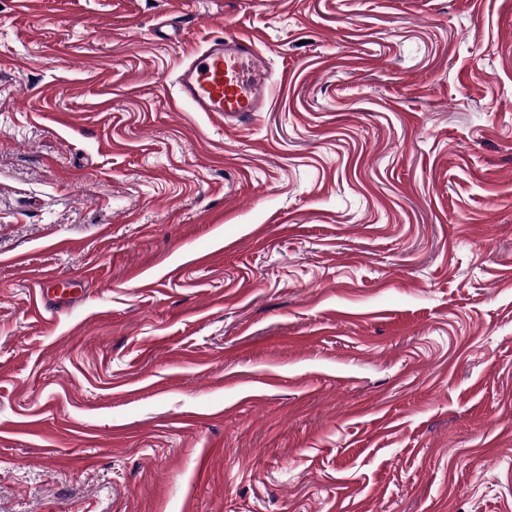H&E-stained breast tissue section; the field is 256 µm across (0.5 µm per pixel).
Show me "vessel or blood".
Instances as JSON below:
<instances>
[{
  "label": "vessel or blood",
  "instance_id": "1",
  "mask_svg": "<svg viewBox=\"0 0 512 512\" xmlns=\"http://www.w3.org/2000/svg\"><path fill=\"white\" fill-rule=\"evenodd\" d=\"M278 80L254 41L224 34L189 56L177 80L178 100L222 120L241 118L265 111Z\"/></svg>",
  "mask_w": 512,
  "mask_h": 512
}]
</instances>
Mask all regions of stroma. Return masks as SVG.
I'll return each instance as SVG.
<instances>
[{"instance_id": "35a3bbf8", "label": "stroma", "mask_w": 512, "mask_h": 512, "mask_svg": "<svg viewBox=\"0 0 512 512\" xmlns=\"http://www.w3.org/2000/svg\"><path fill=\"white\" fill-rule=\"evenodd\" d=\"M0 512H512V0H0ZM254 41L243 34L215 36L192 53L178 77L180 103L222 122L265 112L270 88L282 81Z\"/></svg>"}]
</instances>
